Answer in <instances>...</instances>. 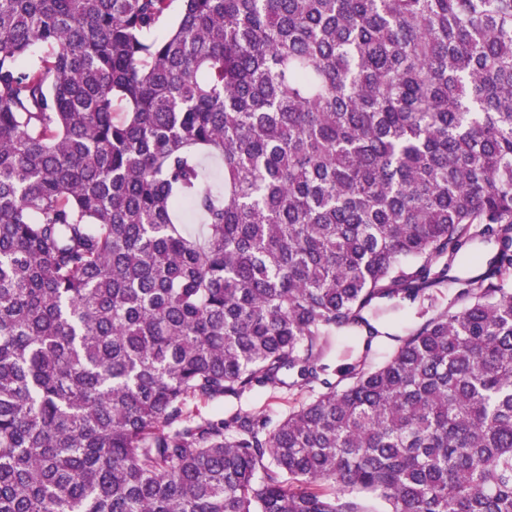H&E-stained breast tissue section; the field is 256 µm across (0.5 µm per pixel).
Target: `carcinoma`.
Here are the masks:
<instances>
[{
    "label": "carcinoma",
    "instance_id": "1",
    "mask_svg": "<svg viewBox=\"0 0 512 512\" xmlns=\"http://www.w3.org/2000/svg\"><path fill=\"white\" fill-rule=\"evenodd\" d=\"M511 278L512 0H0V512H512ZM470 275V269L466 265H460L453 268L448 272V280L439 284L438 286L431 288L427 291L430 295L436 298L439 303L443 306H448V309L454 310L457 306H453V299L457 289L459 288V284L455 279L466 278ZM422 301L414 303L408 300L404 301L383 319L380 330L393 336H406L420 324L422 321L421 311L430 305V301L425 300L424 304ZM354 348L351 357L348 356V350ZM364 355L363 344L358 347V342L348 336H334L331 339V348L327 356L326 363L330 365L331 370H336L343 364L351 363L354 359ZM308 393L288 392L286 389H265L244 394L240 399L214 403L201 407L202 413L214 417H226L235 412L253 413L271 419L273 422L288 414L289 409L298 406L308 398Z\"/></svg>",
    "mask_w": 512,
    "mask_h": 512
}]
</instances>
